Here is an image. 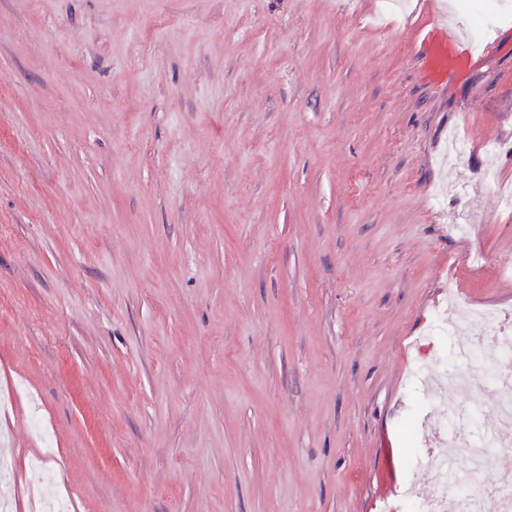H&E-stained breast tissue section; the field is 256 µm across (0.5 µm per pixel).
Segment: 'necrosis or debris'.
Returning <instances> with one entry per match:
<instances>
[{
  "label": "necrosis or debris",
  "mask_w": 512,
  "mask_h": 512,
  "mask_svg": "<svg viewBox=\"0 0 512 512\" xmlns=\"http://www.w3.org/2000/svg\"><path fill=\"white\" fill-rule=\"evenodd\" d=\"M432 333L451 337L452 356L438 358L435 368L415 370L413 377L432 387L444 406L423 411L413 423L414 436L423 437L429 449L416 460L415 477L403 489L402 498L414 504L417 512H512V476L494 472L489 454L498 445L497 430L512 428V372L495 373L499 387L496 412L483 421L479 443L470 441L471 409L456 400L458 393L480 384L487 373L474 358L476 348H483L492 358L512 353V312L476 309L452 295L436 310ZM462 447L469 448L473 472L490 480V488L464 491L458 482L449 480L448 459Z\"/></svg>",
  "instance_id": "necrosis-or-debris-1"
}]
</instances>
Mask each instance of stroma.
<instances>
[{
  "label": "stroma",
  "instance_id": "1",
  "mask_svg": "<svg viewBox=\"0 0 512 512\" xmlns=\"http://www.w3.org/2000/svg\"><path fill=\"white\" fill-rule=\"evenodd\" d=\"M453 1L0 0L14 512L32 408L74 512H372L410 480L448 285L512 310L482 182L512 186V0L438 92L418 35Z\"/></svg>",
  "mask_w": 512,
  "mask_h": 512
}]
</instances>
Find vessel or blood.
<instances>
[{"label": "vessel or blood", "instance_id": "obj_1", "mask_svg": "<svg viewBox=\"0 0 512 512\" xmlns=\"http://www.w3.org/2000/svg\"><path fill=\"white\" fill-rule=\"evenodd\" d=\"M426 68L432 86L446 84L449 77L467 69L479 47H492L493 38L476 43L464 19L435 20L422 33Z\"/></svg>", "mask_w": 512, "mask_h": 512}]
</instances>
